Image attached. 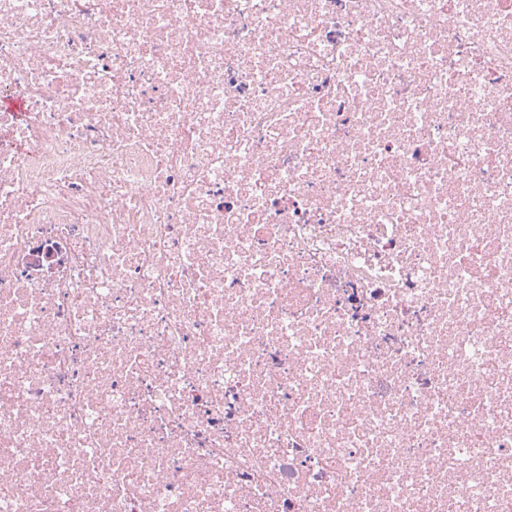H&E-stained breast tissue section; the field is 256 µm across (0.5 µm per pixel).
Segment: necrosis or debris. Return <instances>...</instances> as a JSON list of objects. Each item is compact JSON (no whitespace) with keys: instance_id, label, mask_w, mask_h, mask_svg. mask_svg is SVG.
I'll return each mask as SVG.
<instances>
[{"instance_id":"4bbe7bcc","label":"necrosis or debris","mask_w":512,"mask_h":512,"mask_svg":"<svg viewBox=\"0 0 512 512\" xmlns=\"http://www.w3.org/2000/svg\"><path fill=\"white\" fill-rule=\"evenodd\" d=\"M0 512H512V0H0Z\"/></svg>"}]
</instances>
